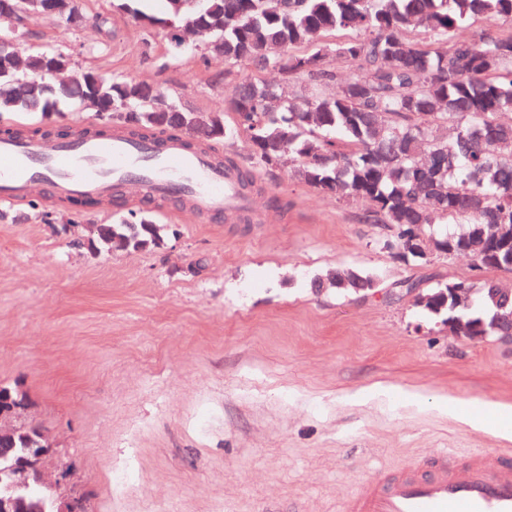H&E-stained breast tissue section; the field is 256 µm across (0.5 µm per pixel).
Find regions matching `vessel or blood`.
<instances>
[{"label":"vessel or blood","instance_id":"obj_1","mask_svg":"<svg viewBox=\"0 0 512 512\" xmlns=\"http://www.w3.org/2000/svg\"><path fill=\"white\" fill-rule=\"evenodd\" d=\"M130 185L139 198L186 201L214 218L239 220L256 211L238 171L182 136L119 128L78 138L0 132L1 203L19 205L41 190L55 199L104 203ZM344 512H512V460L495 452L421 459L359 485Z\"/></svg>","mask_w":512,"mask_h":512}]
</instances>
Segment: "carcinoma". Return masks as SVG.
Returning <instances> with one entry per match:
<instances>
[{
	"label": "carcinoma",
	"mask_w": 512,
	"mask_h": 512,
	"mask_svg": "<svg viewBox=\"0 0 512 512\" xmlns=\"http://www.w3.org/2000/svg\"><path fill=\"white\" fill-rule=\"evenodd\" d=\"M167 16L202 18L223 33L210 50L226 61L245 59L258 71L275 69L307 82L290 99L269 85L242 83L215 121L224 139L245 137L255 163L287 160L305 185L365 206V219L392 234L383 246L403 259L415 224H442L448 248L461 247L480 268L512 274V0H166ZM476 35H460L464 29ZM54 52L28 55L33 74ZM353 72L340 77L326 59ZM86 88L66 95L21 90L0 95V112L44 115L58 100L84 103ZM104 118L148 132L178 129L176 115L153 108L139 83L102 79ZM164 226L130 214L101 224L87 249L109 253L112 238L128 251L161 245ZM338 267L313 282L319 292L364 295L370 277L347 281ZM463 321L497 318L512 336V291L495 279L455 311Z\"/></svg>",
	"instance_id": "cac0c4a2"
}]
</instances>
